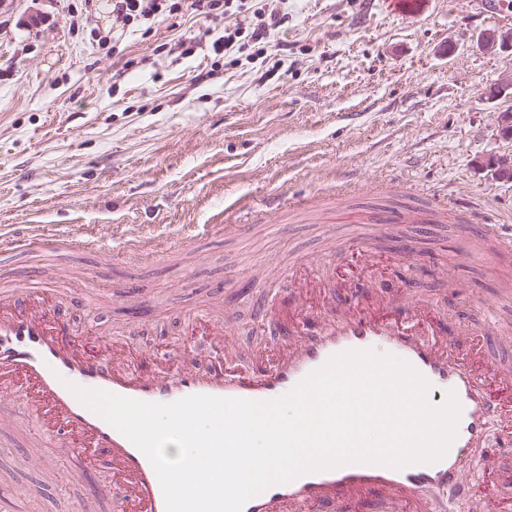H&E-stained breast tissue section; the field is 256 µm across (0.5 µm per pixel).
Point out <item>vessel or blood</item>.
Listing matches in <instances>:
<instances>
[{"instance_id": "1", "label": "vessel or blood", "mask_w": 512, "mask_h": 512, "mask_svg": "<svg viewBox=\"0 0 512 512\" xmlns=\"http://www.w3.org/2000/svg\"><path fill=\"white\" fill-rule=\"evenodd\" d=\"M476 233L499 257H512V232L504 225L487 221L477 225ZM57 247V240L37 234L0 237V255ZM375 273L370 265L356 268L344 294L335 277L290 266V282L316 289L323 306L277 317L276 357L248 367L232 354L221 330L203 328L198 345L209 365L201 372L181 357L151 366L133 353L121 359L109 343L83 350L60 308L49 307L51 273L41 267L27 283L0 290V395L23 397L29 427L69 443L89 496L112 499L115 512H165L160 483L145 455L84 407L68 383L145 402L170 403L190 395L267 401L290 391L334 354L384 349L431 383L433 403L455 392L462 411L447 455L399 470L349 465L309 473L266 489L249 499L242 512H443L438 495L447 490L463 499L469 512H485L501 491L512 488V465L493 461L474 486L463 482L461 461L486 441L491 428L512 430V369L492 365L482 346L464 349L449 342L430 306L409 309L373 292ZM102 463L111 468V482L93 476Z\"/></svg>"}]
</instances>
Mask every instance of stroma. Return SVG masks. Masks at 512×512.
Here are the masks:
<instances>
[{
    "label": "stroma",
    "mask_w": 512,
    "mask_h": 512,
    "mask_svg": "<svg viewBox=\"0 0 512 512\" xmlns=\"http://www.w3.org/2000/svg\"><path fill=\"white\" fill-rule=\"evenodd\" d=\"M417 2L397 13L388 0H264L287 24L272 32L267 53L248 47L232 63L212 45L254 23L245 9L215 21L182 10L125 26L113 23L112 0H6L0 232L38 230L73 245L0 260V271L21 283L46 262L53 292H98L99 301L67 312L78 341L90 349L126 332L150 362L190 355L195 343L167 305L209 310L214 321L232 309L228 339L249 365L277 342L263 316L299 304L279 290L291 259L323 258L345 277L353 258L332 253L328 229L347 232L357 211L412 208L416 221L398 234L372 227L389 265L376 290L404 305L429 301L460 343L483 323L485 304L512 323V299L499 297L512 259L464 240L455 214L431 215L421 201L445 194L512 226V183L483 165L512 152L496 124L512 96L488 95L512 74V50L489 53L477 42L482 31L512 29V0L492 15L476 0ZM342 181L388 189L344 197ZM280 192L320 203L238 229L240 214ZM210 224L227 225L224 238L205 236ZM189 237L199 241L191 250ZM132 239L162 251L129 267ZM21 455L23 445L0 437L8 512H98L71 447L42 446L24 464Z\"/></svg>",
    "instance_id": "1"
}]
</instances>
